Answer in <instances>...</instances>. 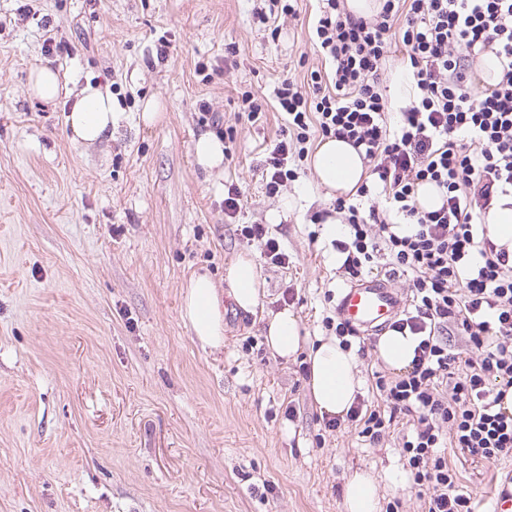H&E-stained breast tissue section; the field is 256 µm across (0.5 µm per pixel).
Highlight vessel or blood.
<instances>
[{
  "label": "vessel or blood",
  "instance_id": "vessel-or-blood-1",
  "mask_svg": "<svg viewBox=\"0 0 512 512\" xmlns=\"http://www.w3.org/2000/svg\"><path fill=\"white\" fill-rule=\"evenodd\" d=\"M404 307L387 280L367 277L340 289L337 315L356 330L384 328Z\"/></svg>",
  "mask_w": 512,
  "mask_h": 512
}]
</instances>
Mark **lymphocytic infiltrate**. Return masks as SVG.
I'll return each mask as SVG.
<instances>
[{
	"label": "lymphocytic infiltrate",
	"instance_id": "f902f5d3",
	"mask_svg": "<svg viewBox=\"0 0 512 512\" xmlns=\"http://www.w3.org/2000/svg\"><path fill=\"white\" fill-rule=\"evenodd\" d=\"M320 2L312 29L328 69L277 87L288 136L265 160V191L277 194L294 178L288 163L305 156L310 129L362 152L373 182L356 194L380 185L384 205L363 213L337 198L345 232L333 245L349 279L379 253L408 279L410 308L391 327L418 344L405 374L373 373L378 405L356 400L346 417L373 444L397 418L412 417L402 452L427 491V512H474L447 448L477 462L512 459V416L496 409L512 388V254L483 222L497 195H512V0H380L369 18L345 0ZM396 44L413 83L412 100L397 111L381 88ZM483 53L495 55L501 76L479 91L474 62ZM425 183L441 192L439 209L418 208ZM455 335L463 349H449Z\"/></svg>",
	"mask_w": 512,
	"mask_h": 512
}]
</instances>
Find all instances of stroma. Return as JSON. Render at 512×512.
<instances>
[{"label":"stroma","mask_w":512,"mask_h":512,"mask_svg":"<svg viewBox=\"0 0 512 512\" xmlns=\"http://www.w3.org/2000/svg\"><path fill=\"white\" fill-rule=\"evenodd\" d=\"M260 0H0V512H343L348 475L374 478L381 506L425 512L401 451L400 421L378 444L325 430L300 359L276 357L265 316L285 289L303 335L325 336L349 280L317 212L333 197L309 162L278 194L260 164L288 131L274 89L324 63L311 39L318 0H297L272 36ZM66 42L61 90L34 97L45 34ZM166 60L151 62L159 38ZM216 66L210 79L197 63ZM121 118L76 141L67 110L86 83ZM269 101L250 122L242 92ZM160 115L144 124L146 101ZM207 103L234 130L221 169L196 161ZM236 185L243 207L224 214ZM265 224L290 257L261 263L237 231ZM259 262L252 312L229 300V265ZM199 272L224 294V349L203 350L182 317ZM257 344L245 349L246 337ZM488 512L512 462L448 451Z\"/></svg>","instance_id":"stroma-1"}]
</instances>
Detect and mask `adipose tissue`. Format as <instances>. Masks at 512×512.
<instances>
[{
	"label": "adipose tissue",
	"mask_w": 512,
	"mask_h": 512,
	"mask_svg": "<svg viewBox=\"0 0 512 512\" xmlns=\"http://www.w3.org/2000/svg\"><path fill=\"white\" fill-rule=\"evenodd\" d=\"M118 120L111 95L90 84L81 89L67 116L75 139L83 142H93L108 134ZM311 165L322 186L339 196L355 193L368 177V167L358 150L341 138L323 140L311 158ZM227 279L234 303L243 310H254L261 298L260 275L254 260L237 258L227 270ZM182 314L202 347L213 351L223 348L221 298L208 275H195L185 285ZM263 336L273 354L285 360L307 350V388L315 408L324 418L345 417L359 388L357 359L352 352L344 350L333 337L306 343L297 315L287 307L269 315ZM415 346L413 336L389 330L380 336L377 349L389 369L403 373L411 367Z\"/></svg>",
	"instance_id": "ef3b65f1"
}]
</instances>
